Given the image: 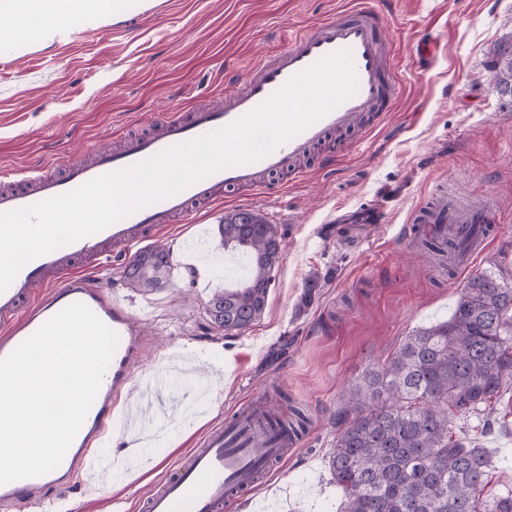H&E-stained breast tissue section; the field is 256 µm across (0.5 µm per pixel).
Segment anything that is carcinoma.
Returning a JSON list of instances; mask_svg holds the SVG:
<instances>
[{
	"label": "carcinoma",
	"mask_w": 512,
	"mask_h": 512,
	"mask_svg": "<svg viewBox=\"0 0 512 512\" xmlns=\"http://www.w3.org/2000/svg\"><path fill=\"white\" fill-rule=\"evenodd\" d=\"M493 79L512 94V32L493 64ZM224 250L244 251L250 272L235 288L215 292L205 312L211 326L239 334L265 313L274 270L284 243L278 227L258 214L233 210L218 224ZM431 259L450 267L458 248L452 238H422ZM170 249L157 244L126 266V284L140 291L164 288L171 274ZM327 276L305 284L299 309L310 306ZM512 390V283L480 273L467 279L448 320L415 330L382 363L366 367L344 394L336 413V443L329 468L345 498L344 512H512V492L480 498L490 466L485 449L453 434V418L486 413ZM273 414L281 432L306 431L308 417Z\"/></svg>",
	"instance_id": "1"
}]
</instances>
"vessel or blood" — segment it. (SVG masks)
I'll return each instance as SVG.
<instances>
[{"instance_id":"1","label":"vessel or blood","mask_w":512,"mask_h":512,"mask_svg":"<svg viewBox=\"0 0 512 512\" xmlns=\"http://www.w3.org/2000/svg\"><path fill=\"white\" fill-rule=\"evenodd\" d=\"M386 28V17L373 0H351L335 19L292 34L285 49L258 60L244 79L230 77L222 110L196 108L187 116L178 112L157 114L155 132L123 134L118 151H97L91 161L65 164L58 175L33 172L18 178L8 170L0 171V212L27 207L231 124L329 54L346 50L353 60L357 93L267 157L218 170L97 234L32 259L0 293V359L75 302L87 305L119 338L99 392L60 464L44 475L0 484V502L22 493L44 499L69 486L71 472L86 468L88 449L111 422L113 400L122 392L138 385L161 403L173 391L176 378L166 370L136 376L143 342L141 321L93 282L91 267L109 253L118 258L134 255L167 232L175 220L190 223L193 205L214 204L223 189L267 191L269 173L301 160L333 134L388 111L399 93L400 56L393 40L386 36ZM497 232L490 203L461 207L452 199L437 197L420 205L407 226L411 239L426 233L462 240L453 260L460 270L485 250ZM289 445L288 438L277 436L270 428L268 419L239 413L234 425L222 423L211 428L199 446L158 482L144 501L143 512H228L251 490L269 461L287 456Z\"/></svg>"}]
</instances>
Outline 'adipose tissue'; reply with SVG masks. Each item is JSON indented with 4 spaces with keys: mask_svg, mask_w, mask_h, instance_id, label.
<instances>
[{
    "mask_svg": "<svg viewBox=\"0 0 512 512\" xmlns=\"http://www.w3.org/2000/svg\"><path fill=\"white\" fill-rule=\"evenodd\" d=\"M125 0H6L0 6V43L19 50L52 40L74 18L95 25L122 15Z\"/></svg>",
    "mask_w": 512,
    "mask_h": 512,
    "instance_id": "obj_1",
    "label": "adipose tissue"
}]
</instances>
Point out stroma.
<instances>
[{
    "label": "stroma",
    "instance_id": "1",
    "mask_svg": "<svg viewBox=\"0 0 512 512\" xmlns=\"http://www.w3.org/2000/svg\"><path fill=\"white\" fill-rule=\"evenodd\" d=\"M349 0H128L122 17L23 51L0 45V167L24 175L60 171L86 150L113 143L116 131L147 133L159 112H185L223 98L226 74L245 75L286 47L288 32L331 19ZM403 52L401 92L361 143L328 142L301 181L276 176L272 194L224 192L195 207L197 224L161 236L176 268L158 291L128 287L119 266L97 274L109 295L143 321L138 371L186 365L206 393L178 398L190 420L162 421L141 468L113 478L101 493L77 474L61 496L71 512H138L155 483L239 405L281 387L305 406L310 423L286 460L232 512H343L329 469L341 392L385 359L412 330L447 319L468 274L512 280V97L492 79L493 50L512 30V0H376ZM461 201L493 200L499 233L468 273L447 274L403 241L413 210L438 188ZM247 209L277 225L284 249L266 311L245 332L211 326L205 305L242 274L224 262L218 224ZM207 234L214 256L193 277L185 240ZM331 273L305 312L296 307L312 273ZM134 393L92 458L129 455ZM492 433L478 417L455 432L479 438L491 458L490 498L512 491V392L495 406Z\"/></svg>",
    "mask_w": 512,
    "mask_h": 512
}]
</instances>
